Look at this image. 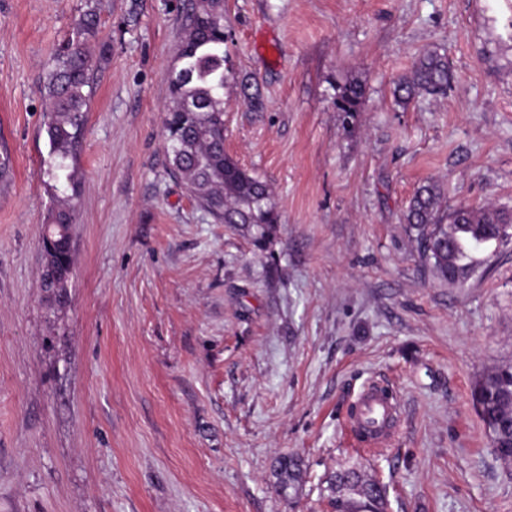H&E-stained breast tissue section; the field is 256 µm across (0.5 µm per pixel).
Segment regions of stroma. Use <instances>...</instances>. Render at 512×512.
I'll list each match as a JSON object with an SVG mask.
<instances>
[{
	"mask_svg": "<svg viewBox=\"0 0 512 512\" xmlns=\"http://www.w3.org/2000/svg\"><path fill=\"white\" fill-rule=\"evenodd\" d=\"M189 4L0 0V512H332L329 479L353 465L389 512H512L471 395L512 364V243L453 286L401 222L429 181L448 205L512 212V0H224V150L269 187L264 251L172 173L165 74ZM89 14L95 90L54 178L44 84ZM433 48L447 93L395 105ZM351 80L365 96L346 122ZM68 199L59 306L40 238ZM373 381L403 413L377 452L346 426ZM289 455L302 480L284 489ZM364 94V87L358 81H351L339 87L334 106L337 112L343 114L344 121L347 122L355 112H361Z\"/></svg>",
	"mask_w": 512,
	"mask_h": 512,
	"instance_id": "obj_1",
	"label": "stroma"
}]
</instances>
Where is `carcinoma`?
<instances>
[{"label": "carcinoma", "instance_id": "obj_1", "mask_svg": "<svg viewBox=\"0 0 512 512\" xmlns=\"http://www.w3.org/2000/svg\"><path fill=\"white\" fill-rule=\"evenodd\" d=\"M189 33L177 50L174 79L168 81L171 105L164 113L171 140L168 152L172 173L189 195L217 221L249 232L252 244L264 250L279 221L267 185L224 153V0H192ZM94 20L83 19L74 35L56 54L44 85L47 100L46 135L53 163L49 172L67 168L66 161L82 136L85 112L93 92L94 66L84 35ZM452 74L444 55L429 50L419 55L410 74L400 78L393 91L395 103L405 107L423 94L442 95ZM365 90L358 81L339 87L334 106L349 120L362 110ZM76 208L64 203L52 209L45 224L52 244L44 248L43 292L66 299L68 272L74 263L70 228ZM415 233L422 256L434 273L452 285H462L479 270L475 252L512 240L501 225L512 217L488 206L466 204L447 207L436 182L421 185L402 217ZM479 415L488 428L497 458L512 466V367H500L479 377L473 388ZM300 461H279L278 479L284 487L299 481ZM334 512H385L386 486L352 467L336 473Z\"/></svg>", "mask_w": 512, "mask_h": 512}]
</instances>
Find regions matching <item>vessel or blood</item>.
<instances>
[{
	"label": "vessel or blood",
	"instance_id": "1",
	"mask_svg": "<svg viewBox=\"0 0 512 512\" xmlns=\"http://www.w3.org/2000/svg\"><path fill=\"white\" fill-rule=\"evenodd\" d=\"M357 414L350 419L353 435L366 448L391 445L401 418L400 402L391 390L376 385L365 386L356 396Z\"/></svg>",
	"mask_w": 512,
	"mask_h": 512
}]
</instances>
